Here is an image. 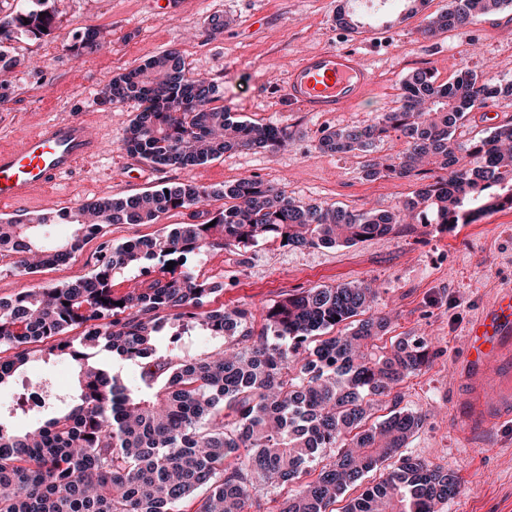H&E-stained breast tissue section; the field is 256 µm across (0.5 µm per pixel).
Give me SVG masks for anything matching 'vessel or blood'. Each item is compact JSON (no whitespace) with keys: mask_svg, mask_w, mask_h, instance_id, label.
I'll return each instance as SVG.
<instances>
[{"mask_svg":"<svg viewBox=\"0 0 512 512\" xmlns=\"http://www.w3.org/2000/svg\"><path fill=\"white\" fill-rule=\"evenodd\" d=\"M375 79L353 49L305 53L288 72L284 96L307 112H341L362 101ZM103 139L82 118L50 121L19 144L0 146V203L28 204L35 193L73 175L98 156ZM460 367L464 396L455 411L463 441L512 424V289L501 290L467 331Z\"/></svg>","mask_w":512,"mask_h":512,"instance_id":"b4317fda","label":"vessel or blood"}]
</instances>
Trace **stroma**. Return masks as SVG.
Segmentation results:
<instances>
[{"mask_svg":"<svg viewBox=\"0 0 512 512\" xmlns=\"http://www.w3.org/2000/svg\"><path fill=\"white\" fill-rule=\"evenodd\" d=\"M176 11L154 14L143 0H54L55 29L40 40L16 43L23 60L10 77L0 104V145L18 142L42 123L79 115L101 134V155L81 164L59 185L36 193L24 207L0 206V220L68 210L103 195L125 197L159 184L203 186L254 177L307 204L348 210H389L420 188L417 180L365 179L356 153L323 154L324 129L360 126L392 110L412 71L431 70L439 83L464 70L512 79V4L472 26L454 28L424 41L416 32L422 16L398 21L400 0H364L361 22L383 29L375 42L358 49L376 87L345 112L320 115L288 105L281 84L306 52L348 46L337 27L344 0H178ZM224 29L215 39L205 31L212 17ZM103 31L99 51L74 57L76 32ZM175 48L196 75L213 80L221 101L235 116L286 130L282 150H238L192 168L157 170L128 157L121 142L138 102L105 103L102 87L118 74ZM512 121V96L490 99L471 113L455 139L462 147ZM98 246L88 240L67 264L19 276L0 260V298L19 289L54 288L85 278ZM242 262L238 251L208 254L196 271L224 284L215 305L262 308L288 294L318 285L363 281L378 288L377 308L388 319L383 343L423 340L429 361L380 398L374 416L404 409L421 417L406 455L426 460L456 477L460 492L443 512H512V428L496 432L495 444L463 443L451 409L460 400L457 369L472 321L503 288H512V208L487 212L471 224H405L394 234L353 246L278 248L257 246Z\"/></svg>","mask_w":512,"mask_h":512,"instance_id":"obj_1","label":"stroma"}]
</instances>
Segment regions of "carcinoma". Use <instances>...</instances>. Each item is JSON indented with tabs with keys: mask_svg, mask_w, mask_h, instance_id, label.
Returning <instances> with one entry per match:
<instances>
[{
	"mask_svg": "<svg viewBox=\"0 0 512 512\" xmlns=\"http://www.w3.org/2000/svg\"><path fill=\"white\" fill-rule=\"evenodd\" d=\"M51 0H13L0 10V75L23 64L13 44L52 33ZM509 0H451L417 32L434 38L493 14ZM356 11L344 6L336 25L356 32ZM101 46L96 28L80 31L71 46L79 56ZM111 104L138 101L122 149L158 167L205 164L227 151L276 149L287 131L259 120H240L224 106L216 85L195 77L182 53L165 50L106 84ZM498 96H512V81L473 71L439 84L428 69L414 71L399 105L364 126L327 129L322 153L366 157L397 131L404 147L382 164L368 158L365 179L424 180L398 207L348 211L301 203L253 177L230 185H159L123 198L105 195L74 210L0 222V258L30 274L71 260L97 237L91 274L61 287L21 289L0 299V385L32 358L65 356L75 368L73 394L54 397L37 425L0 436V512H263L258 486L297 484L280 512H334L348 486L397 457L391 470L342 512H435L458 493L457 479L430 463L400 456L420 426L396 410L366 426L371 402L387 396L429 359L422 342L375 344L386 322L365 319L334 334L372 309L376 289L343 283L306 288L263 307L261 320L246 307L206 308L223 283L200 278L194 261L213 249L244 256L260 242L300 248L351 246L394 232L420 218L428 224H470L485 213L512 208V122L474 142L470 167L457 155L456 130L467 115ZM224 201L216 210L211 202ZM177 209L192 222L164 233L114 244L109 224H155ZM68 224L73 232L47 242L42 228ZM157 262L155 275L125 292L117 273ZM172 270H167L170 262ZM69 305H64V302ZM123 305H117V302ZM81 334L71 338L70 330ZM218 340L205 356L190 349L193 336ZM168 344L158 347L159 337ZM134 365L126 384L99 363L100 352ZM331 462L304 480L309 464Z\"/></svg>",
	"mask_w": 512,
	"mask_h": 512,
	"instance_id": "carcinoma-1",
	"label": "carcinoma"
}]
</instances>
